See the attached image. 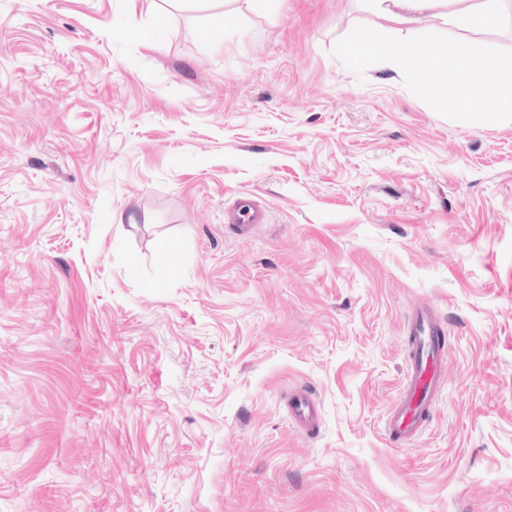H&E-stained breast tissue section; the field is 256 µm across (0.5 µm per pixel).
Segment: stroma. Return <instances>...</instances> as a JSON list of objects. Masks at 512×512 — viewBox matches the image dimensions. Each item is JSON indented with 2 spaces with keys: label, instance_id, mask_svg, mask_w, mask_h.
Segmentation results:
<instances>
[{
  "label": "stroma",
  "instance_id": "35a3bbf8",
  "mask_svg": "<svg viewBox=\"0 0 512 512\" xmlns=\"http://www.w3.org/2000/svg\"><path fill=\"white\" fill-rule=\"evenodd\" d=\"M497 8L0 0V512H512V121L332 54L358 25L512 51ZM419 303L446 380L392 443ZM365 11L380 18L399 24H411L420 15L445 17L451 22H461L482 26H491L497 21V14L492 7L480 13H472L463 8L448 17L439 10L448 2L465 3L467 0H360ZM224 221L239 230H247L254 224L264 223V212L248 197L239 198L225 214ZM288 417L299 431L307 435L317 432L321 423V407L308 388L289 394Z\"/></svg>",
  "mask_w": 512,
  "mask_h": 512
}]
</instances>
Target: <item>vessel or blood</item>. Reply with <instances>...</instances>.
<instances>
[{"label": "vessel or blood", "instance_id": "1", "mask_svg": "<svg viewBox=\"0 0 512 512\" xmlns=\"http://www.w3.org/2000/svg\"><path fill=\"white\" fill-rule=\"evenodd\" d=\"M224 221L245 230L263 223L264 212L255 201L242 197L228 210ZM444 331V325L430 307H417L408 318L409 357L403 393L385 420L386 433L392 441L413 442L426 425L445 381L448 350L439 341ZM288 417L299 431L308 435L317 432L321 407L309 389L290 393Z\"/></svg>", "mask_w": 512, "mask_h": 512}]
</instances>
